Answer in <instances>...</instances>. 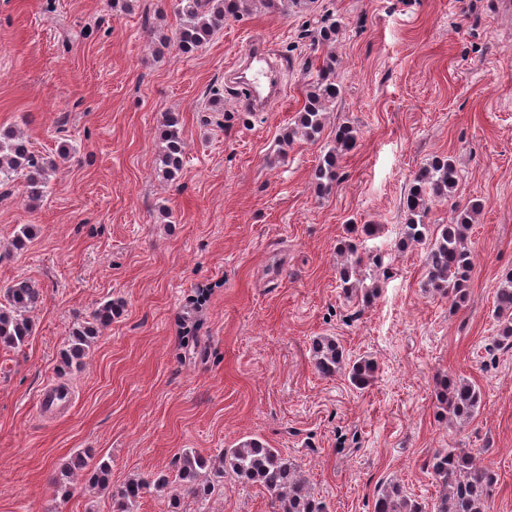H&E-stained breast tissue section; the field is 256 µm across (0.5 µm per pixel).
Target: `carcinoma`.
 <instances>
[{"mask_svg": "<svg viewBox=\"0 0 512 512\" xmlns=\"http://www.w3.org/2000/svg\"><path fill=\"white\" fill-rule=\"evenodd\" d=\"M284 16L292 8L308 5L314 0H175L176 10L183 23L174 39L183 54H192L207 44L229 18H238L249 11L253 2ZM336 60L329 57L309 83L303 107L298 111L295 127L288 131L286 141L294 142L299 135L314 142L320 134L324 113L338 98L341 88L336 82ZM357 131L343 126L336 131V146L319 158L314 171L315 186L319 192L332 189L340 179V161L357 144ZM187 143L183 139L179 118L170 113L164 121L159 166L163 176L174 179L183 166ZM53 161L29 151L23 137L10 132L0 133V185L22 178L29 196L39 200L47 193ZM459 181V171L452 159L437 156L423 164L414 174L412 185L404 200L406 222L402 225L399 246L425 243L427 286L452 300L465 294L466 283L473 265V254L467 242L472 216L479 204L454 206L455 216L448 224L430 227L426 219L436 202L451 200ZM375 224H363L359 238L346 241L339 253L345 257L339 273L340 286L349 297L364 288L365 268L379 263L375 255L362 250L363 240L377 234ZM39 292L26 280H16L0 292V348L20 350L33 333L28 313L36 307ZM119 304L107 300L100 303L89 319L72 329L60 352L61 363L67 369H81L87 349L102 331L112 324ZM495 318L499 336L512 339V274L505 278L495 295ZM312 361L316 372L328 378L337 373L348 374L357 389L368 388L375 378L376 362L359 359L347 361L342 346L333 338L321 337L314 341ZM435 399L439 408L448 413V423L471 418L479 409L482 394L472 383L448 376L437 380ZM90 469L89 487L111 495L112 512H136L143 495L154 488L168 492V512H179L181 493L204 501L214 490L224 485L229 476L241 483L262 487L270 496L274 512H326L325 504L307 489L299 476L298 465L277 449L250 439L235 448H227L217 456L206 457L194 450L184 451L176 462L175 480L165 476L142 477L113 487L109 482L110 465L100 460L91 465L78 455L72 464L61 470L64 483L60 486L64 497H70L80 488L74 482L76 470ZM433 474L442 486V493L434 503L433 512H486L490 491L496 484L495 473L487 466L477 464L475 457L463 448H445L432 461ZM373 512H422V506L411 500L398 483H392L377 495Z\"/></svg>", "mask_w": 512, "mask_h": 512, "instance_id": "obj_1", "label": "carcinoma"}]
</instances>
